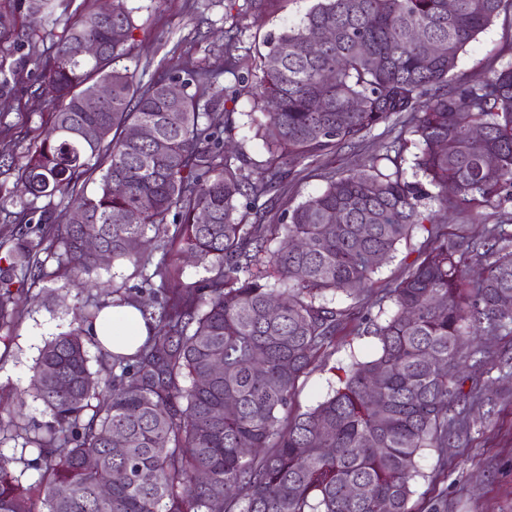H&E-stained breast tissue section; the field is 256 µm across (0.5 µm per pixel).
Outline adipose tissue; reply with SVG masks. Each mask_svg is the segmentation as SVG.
Returning <instances> with one entry per match:
<instances>
[{
	"label": "adipose tissue",
	"mask_w": 512,
	"mask_h": 512,
	"mask_svg": "<svg viewBox=\"0 0 512 512\" xmlns=\"http://www.w3.org/2000/svg\"><path fill=\"white\" fill-rule=\"evenodd\" d=\"M94 332L97 340L115 353L131 354L144 342L148 330L137 306H107L100 312Z\"/></svg>",
	"instance_id": "ef3b65f1"
}]
</instances>
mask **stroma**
I'll return each instance as SVG.
<instances>
[{
	"label": "stroma",
	"instance_id": "1",
	"mask_svg": "<svg viewBox=\"0 0 512 512\" xmlns=\"http://www.w3.org/2000/svg\"><path fill=\"white\" fill-rule=\"evenodd\" d=\"M73 2V7L58 12L55 19L38 25L23 50L0 46L1 54L24 60L11 83V96L0 97V151L15 160H22L50 126L53 108L37 91L39 74L66 23L78 17L75 7L82 0ZM310 5L311 0H125L134 31L126 44L124 63L144 82L158 71L178 70L186 60L217 71L204 96L236 97V124L229 147L242 154L246 165L257 164L266 158L260 140L254 137L253 124L262 115L256 96L261 77L258 51L263 41L278 33L284 23L298 20ZM509 41L512 10L503 11L461 53L450 88L462 89L511 63L512 55L503 50ZM228 54L237 61L233 75L222 70ZM399 130L391 122L377 126L356 148L329 156L323 169L299 165L297 175L282 185L266 223H275L283 209L322 191L326 186L322 170L346 169L377 155L382 171L388 173L395 167L389 157L397 152L400 166L411 171L416 149L410 145L396 151ZM40 258L42 273L28 277L14 291L13 322L0 325V414L15 409L17 395L27 387L30 369L44 343L68 330L75 310L109 304L118 291L146 305L154 302L149 286L130 262L101 266L93 283L81 289L71 285L51 252L41 253ZM482 345L487 352L480 369L484 396L494 402L495 413L486 416L482 405L469 410L470 433L460 446L449 449L446 472L438 470L437 451L423 454L419 460L423 476L415 482L410 501L413 512H430L436 504L444 512H512V379H504L499 365L501 357L512 354V333L483 337ZM375 350L373 337L337 336L327 368H313L301 378L297 408L306 410L325 398L334 383L329 366L352 355L369 358Z\"/></svg>",
	"mask_w": 512,
	"mask_h": 512
}]
</instances>
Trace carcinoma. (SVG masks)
<instances>
[{
    "label": "carcinoma",
    "mask_w": 512,
    "mask_h": 512,
    "mask_svg": "<svg viewBox=\"0 0 512 512\" xmlns=\"http://www.w3.org/2000/svg\"><path fill=\"white\" fill-rule=\"evenodd\" d=\"M61 2L0 0V44L28 42L17 10L50 17ZM507 2L455 0L450 11L448 0H316L266 43L257 95L268 112L256 135L267 158L250 169L226 153L233 113L202 102L217 73L186 65L135 81L121 64L132 34L123 0L108 17L89 7L66 26L40 73L52 124L18 167L33 201L6 214L40 236L24 233L0 256V323L15 313L14 277L42 267L46 234L72 282L99 268L84 250L94 237L113 260L155 264L144 282L158 298L141 309L152 331L136 354L100 348L105 373L92 370L86 347L97 312L74 313L45 343L18 407L30 396L49 420L9 421L39 449L40 474L23 483L13 469L22 458L0 452V512H411L418 458L467 433L451 411L480 393L478 380L459 374L466 337L512 330V308H501L512 302L508 223L474 238L420 210L431 198L475 219L490 203L512 202V64L448 89L459 54ZM325 28L334 40L310 52ZM89 41L100 55L83 53ZM18 64L0 59L1 95ZM102 81L112 95L96 100ZM173 81L184 88L177 100L165 92ZM394 117L416 137L413 176L423 181H407L396 160L384 173L371 158L326 173L325 188L278 223L248 222L267 213L291 167L318 164ZM144 124L164 151L128 138ZM88 126L98 139L83 137ZM96 172L89 197L81 186ZM56 193L72 198L61 224L34 206ZM201 210L210 223H197ZM149 230L164 236L156 263L143 249ZM417 230L422 249L381 295L393 312L380 322L355 299L374 295L380 264ZM181 256L208 276L170 287ZM482 259L483 276L471 278ZM336 293L353 303L333 305ZM347 332L375 337L376 353L352 358L327 397L296 411L299 379ZM114 432L122 442L110 447Z\"/></svg>",
    "instance_id": "obj_1"
}]
</instances>
